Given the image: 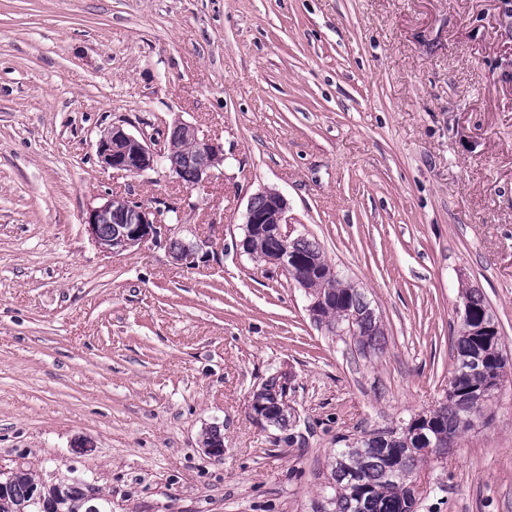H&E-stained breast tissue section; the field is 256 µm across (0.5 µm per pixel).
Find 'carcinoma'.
<instances>
[{
  "label": "carcinoma",
  "mask_w": 512,
  "mask_h": 512,
  "mask_svg": "<svg viewBox=\"0 0 512 512\" xmlns=\"http://www.w3.org/2000/svg\"><path fill=\"white\" fill-rule=\"evenodd\" d=\"M269 249L267 239L255 236L250 241L247 255L263 261ZM291 279L304 281L305 286L315 293L333 296L324 316L340 327L348 324L350 305H360L365 300L364 294L353 283L329 271L312 278L296 269L291 273ZM464 292L474 317H493L480 289L467 285ZM452 354L455 394L447 403L430 412L431 419L424 428L436 446L445 450L454 447L462 435L486 419L487 407L494 399L492 394L480 399L473 396V391L484 384L485 375L473 371L469 361L482 357L486 367L493 368L507 359L501 340L475 336L462 325L453 340ZM355 444L364 449V453L348 458L345 465L331 464L327 485L329 512H410L406 475L425 462L420 436L410 431L387 437L373 431L371 437L362 436ZM40 481L41 476L34 471L17 466L12 472L8 492L0 494V512H86L92 502L98 505L99 512H112V501L101 496L98 489L70 478L57 479L59 496L49 498L43 509L31 497V489Z\"/></svg>",
  "instance_id": "1"
}]
</instances>
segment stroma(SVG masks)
I'll return each instance as SVG.
<instances>
[{"mask_svg":"<svg viewBox=\"0 0 512 512\" xmlns=\"http://www.w3.org/2000/svg\"><path fill=\"white\" fill-rule=\"evenodd\" d=\"M177 122L224 145L205 184L100 167L112 126ZM263 187L383 350L237 249ZM113 192L179 207L207 256L101 252L83 219ZM466 283L512 355V0H0V465L74 472L112 512H321L343 438L447 396ZM283 368L292 446L248 404ZM417 475V512H512V378Z\"/></svg>","mask_w":512,"mask_h":512,"instance_id":"obj_1","label":"stroma"}]
</instances>
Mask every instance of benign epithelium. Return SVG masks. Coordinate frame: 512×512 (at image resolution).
Here are the masks:
<instances>
[{
    "mask_svg": "<svg viewBox=\"0 0 512 512\" xmlns=\"http://www.w3.org/2000/svg\"><path fill=\"white\" fill-rule=\"evenodd\" d=\"M181 139L196 144L197 151L178 156L173 154L171 144ZM97 156L104 168L129 175L164 167L176 176L180 184L194 188L208 179L211 170L224 161V146L215 139L199 138L195 127L186 123L166 126L156 137H137L118 125L100 137ZM288 209L287 198L277 189L262 188L252 194L243 214L245 236L239 246L245 250L250 237L265 236L272 243L267 262L277 269L285 273L296 266L320 270L321 253L300 248L305 236H295L288 228ZM84 224L95 246L107 254L120 253L148 240L161 239L173 261L190 265L195 263L203 247L210 245L208 240L192 241L171 235L168 225L161 219V211L113 194L88 210ZM298 287L304 291L306 311L311 321L330 336H358L369 323L378 319L375 310L367 304L362 310L353 312L347 327L338 328L322 317L323 298L312 294L302 283ZM270 379L274 382V404L265 402V390H254L250 395V410L256 420L273 425V412L292 409L294 376L287 369H278L270 374Z\"/></svg>",
    "mask_w": 512,
    "mask_h": 512,
    "instance_id": "1",
    "label": "benign epithelium"
}]
</instances>
